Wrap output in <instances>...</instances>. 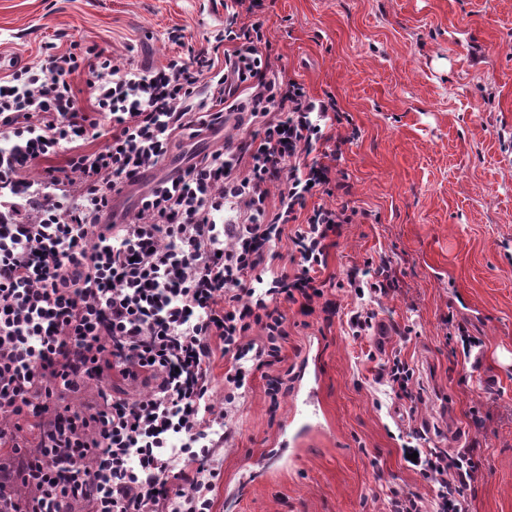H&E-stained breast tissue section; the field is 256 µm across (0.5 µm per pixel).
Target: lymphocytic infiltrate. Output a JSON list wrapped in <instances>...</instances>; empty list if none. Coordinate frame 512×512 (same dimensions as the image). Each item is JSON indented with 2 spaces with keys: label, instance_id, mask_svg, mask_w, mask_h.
I'll list each match as a JSON object with an SVG mask.
<instances>
[{
  "label": "lymphocytic infiltrate",
  "instance_id": "obj_1",
  "mask_svg": "<svg viewBox=\"0 0 512 512\" xmlns=\"http://www.w3.org/2000/svg\"><path fill=\"white\" fill-rule=\"evenodd\" d=\"M263 0H225L224 26L161 67L125 66L108 50L49 44L40 66L0 80V512H212L206 480L213 450L232 433L206 420L210 361L222 353L224 403L235 406L255 370L282 363L288 338L282 303L312 314L327 286L318 274L356 208L308 206L347 191L338 150L311 160L341 121L336 99L312 97L273 69ZM92 76L81 105L71 75ZM247 114L256 132L237 147L199 157L158 180L133 215L112 196L170 154L176 138ZM107 143L79 150L90 128ZM67 153L65 167L46 161ZM45 165L41 181L22 172ZM240 215L215 221L226 204ZM287 252H280L281 241ZM340 287L377 299L399 286L390 263L366 262ZM260 339H253V331ZM115 371L159 374L135 400L73 410L61 394ZM34 417L36 439L21 420ZM421 476L432 499L390 491L386 512H469L467 492L483 475L474 449H426Z\"/></svg>",
  "mask_w": 512,
  "mask_h": 512
}]
</instances>
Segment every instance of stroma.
<instances>
[{"instance_id": "stroma-1", "label": "stroma", "mask_w": 512, "mask_h": 512, "mask_svg": "<svg viewBox=\"0 0 512 512\" xmlns=\"http://www.w3.org/2000/svg\"><path fill=\"white\" fill-rule=\"evenodd\" d=\"M272 66L286 68L346 116L340 168L359 216L331 248L324 277L365 261L396 268L399 288L372 302L379 332L353 337L358 299L330 288L329 316L285 306L283 367L315 357L320 395L297 410L271 402L277 369L255 371L237 410L224 409V359L210 363L213 416L234 435L215 448L213 512H385L389 490L424 498L435 486L404 458L426 447L474 448L483 476L471 512H512V0H265ZM224 24V0H0V56L37 66L43 48L99 45L140 69L196 47ZM251 130L247 115L177 140L149 180L185 167ZM414 369L415 403L384 398L376 382L392 352ZM155 378H104L65 395L79 411L100 393L137 398ZM310 425L304 453L283 424Z\"/></svg>"}]
</instances>
